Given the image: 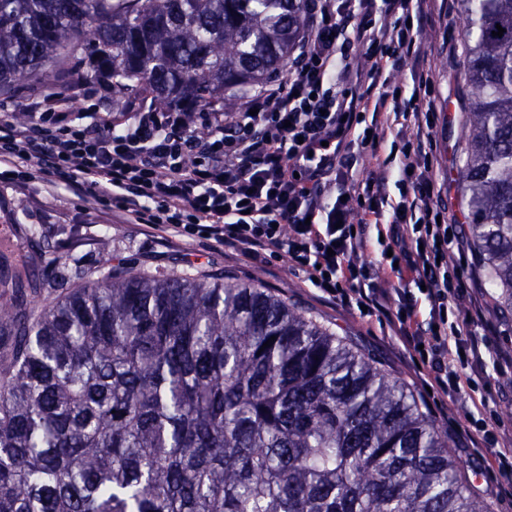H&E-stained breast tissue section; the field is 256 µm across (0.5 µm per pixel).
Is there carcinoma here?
I'll return each instance as SVG.
<instances>
[{"instance_id": "cac0c4a2", "label": "carcinoma", "mask_w": 512, "mask_h": 512, "mask_svg": "<svg viewBox=\"0 0 512 512\" xmlns=\"http://www.w3.org/2000/svg\"><path fill=\"white\" fill-rule=\"evenodd\" d=\"M467 2L464 219L512 311V0ZM303 23L301 0H0V88L76 82V43L118 110L225 111ZM112 261L35 311L46 281L0 250V512H489L345 338L253 284Z\"/></svg>"}]
</instances>
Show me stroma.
I'll return each mask as SVG.
<instances>
[{
	"mask_svg": "<svg viewBox=\"0 0 512 512\" xmlns=\"http://www.w3.org/2000/svg\"><path fill=\"white\" fill-rule=\"evenodd\" d=\"M466 46L465 14L460 7L452 21H436L422 36V49L432 62L436 81L433 177L441 189L446 212L459 225L464 219L457 170L463 164L469 125L463 97ZM8 242L23 253L36 256L41 277L51 281L38 298L39 306H49L62 293L101 278L104 271L98 263V252L105 245L116 260L140 272L188 273L198 277L225 273L269 289L338 335L348 337L368 352L381 369L411 390L418 402L426 400L423 391L414 386L394 345L382 336L377 319L365 320L359 314L323 302L316 290L289 269L286 261L256 266L228 252L201 256L195 242L159 236L131 220L103 223L90 199L64 190L51 193L37 182L31 183L23 194L0 183V246ZM472 294L485 296V315L497 328L496 336L490 339L497 361L487 366L481 383L486 396L504 413L506 426L512 427V321L502 319L486 275H479ZM438 430L447 438L451 453L475 492L491 503L493 512H512V501L501 496L498 482L489 477L484 456L467 448L452 426L442 423Z\"/></svg>",
	"mask_w": 512,
	"mask_h": 512,
	"instance_id": "obj_1",
	"label": "stroma"
}]
</instances>
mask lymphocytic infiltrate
<instances>
[{"mask_svg": "<svg viewBox=\"0 0 512 512\" xmlns=\"http://www.w3.org/2000/svg\"><path fill=\"white\" fill-rule=\"evenodd\" d=\"M434 2L303 0L304 29L284 75L246 95L232 119L209 113L202 135L189 112L101 114L92 91L81 98L96 118L78 123L65 109L73 93L48 89L26 121L0 119V182L64 187L257 265L287 259L348 311L378 318L400 354L422 363L416 382L434 407L455 400L458 414L501 424L479 394L495 326L466 298L476 267L456 225L439 220L430 175L435 80L419 40ZM406 63L409 96L379 89L385 71ZM383 115L410 132L398 163L356 177L358 154H378L386 141ZM329 183L339 186L331 202ZM469 439L512 484V437L479 425Z\"/></svg>", "mask_w": 512, "mask_h": 512, "instance_id": "f902f5d3", "label": "lymphocytic infiltrate"}]
</instances>
